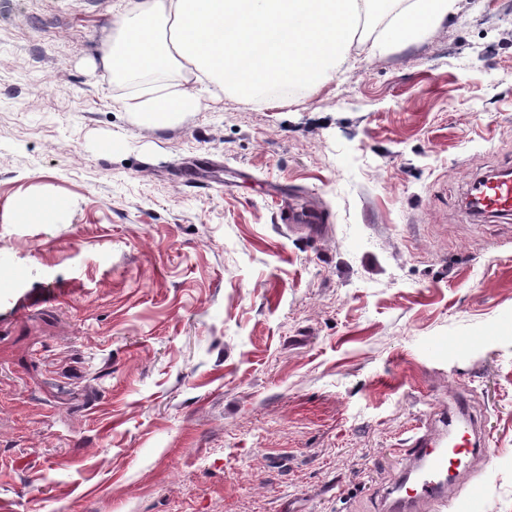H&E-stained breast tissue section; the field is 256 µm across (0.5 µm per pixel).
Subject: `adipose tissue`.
<instances>
[{
    "instance_id": "1",
    "label": "adipose tissue",
    "mask_w": 512,
    "mask_h": 512,
    "mask_svg": "<svg viewBox=\"0 0 512 512\" xmlns=\"http://www.w3.org/2000/svg\"><path fill=\"white\" fill-rule=\"evenodd\" d=\"M116 32L100 56L104 69H185L210 87L164 83L128 97L139 126L159 130L199 111L212 91L230 86L249 100L262 86L313 89L346 74L363 24L381 23L372 49L410 43L439 27L455 0H122Z\"/></svg>"
}]
</instances>
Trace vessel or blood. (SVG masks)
<instances>
[{
    "mask_svg": "<svg viewBox=\"0 0 512 512\" xmlns=\"http://www.w3.org/2000/svg\"><path fill=\"white\" fill-rule=\"evenodd\" d=\"M472 205L491 214L512 213V179L497 178L480 182ZM286 224H307L313 235H321L322 215L318 209L292 204L281 209ZM408 465L387 498L391 512H479L476 487H467L464 494L450 496L460 470L468 468L471 458L481 456L493 460L490 448H477L474 423L465 420L447 436L428 432L416 434L407 450Z\"/></svg>",
    "mask_w": 512,
    "mask_h": 512,
    "instance_id": "obj_1",
    "label": "vessel or blood"
}]
</instances>
